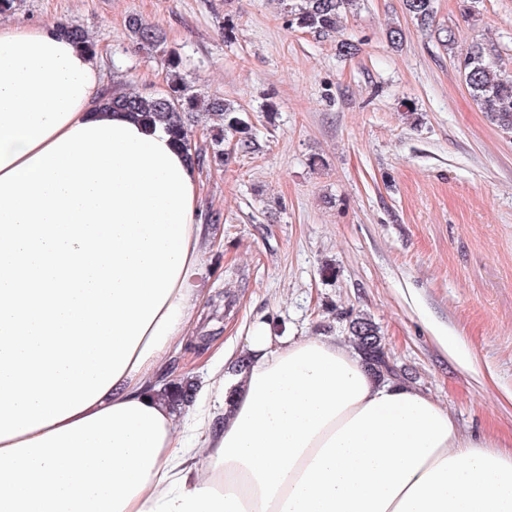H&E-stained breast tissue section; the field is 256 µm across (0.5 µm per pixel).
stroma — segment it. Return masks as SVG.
<instances>
[{"mask_svg": "<svg viewBox=\"0 0 512 512\" xmlns=\"http://www.w3.org/2000/svg\"><path fill=\"white\" fill-rule=\"evenodd\" d=\"M434 6L425 32L402 0H360L343 21L357 47L347 58L335 37L289 28L278 0H23L0 24H80L97 41L102 89L152 92L165 71L132 44L128 20L142 18L196 88L249 111L254 149L201 174V207L219 220L191 350L222 343L233 366L259 324L345 344L344 316L361 311L409 384L463 435L511 454L512 134L473 101L437 31L496 49L512 77V0H481L470 22L459 0ZM436 327L475 370L448 359ZM434 340L448 358L463 368L474 370V361L471 354L461 345L454 336H448L447 332L433 329Z\"/></svg>", "mask_w": 512, "mask_h": 512, "instance_id": "1", "label": "stroma"}]
</instances>
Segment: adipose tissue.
<instances>
[{
  "mask_svg": "<svg viewBox=\"0 0 512 512\" xmlns=\"http://www.w3.org/2000/svg\"><path fill=\"white\" fill-rule=\"evenodd\" d=\"M99 60L0 26V512H512V454L320 337L160 397L203 297L198 170L99 108Z\"/></svg>",
  "mask_w": 512,
  "mask_h": 512,
  "instance_id": "1",
  "label": "adipose tissue"
}]
</instances>
